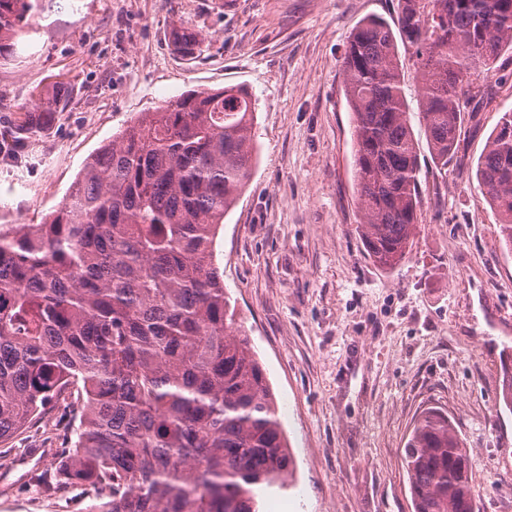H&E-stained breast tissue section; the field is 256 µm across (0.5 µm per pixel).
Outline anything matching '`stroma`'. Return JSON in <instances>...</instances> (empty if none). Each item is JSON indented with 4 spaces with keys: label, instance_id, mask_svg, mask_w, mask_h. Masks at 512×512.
<instances>
[{
    "label": "stroma",
    "instance_id": "stroma-1",
    "mask_svg": "<svg viewBox=\"0 0 512 512\" xmlns=\"http://www.w3.org/2000/svg\"><path fill=\"white\" fill-rule=\"evenodd\" d=\"M398 0H39L0 58V121L56 96L39 136L0 155V230L39 224L86 161L141 113L228 86L256 99L257 161L216 240L238 324L267 371L295 457L268 512H415L402 464L416 417L444 408L472 457L477 512H512V413H497L512 347V252L476 163L512 110V56L475 76L491 95L439 172L403 70L418 143L421 216L395 268L368 256L354 178L343 58L355 27L397 22ZM198 33L186 60L173 30ZM74 416L63 403L0 443V512H86V486L55 489Z\"/></svg>",
    "mask_w": 512,
    "mask_h": 512
}]
</instances>
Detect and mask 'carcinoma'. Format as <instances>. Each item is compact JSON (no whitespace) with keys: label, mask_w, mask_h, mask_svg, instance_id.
Returning a JSON list of instances; mask_svg holds the SVG:
<instances>
[{"label":"carcinoma","mask_w":512,"mask_h":512,"mask_svg":"<svg viewBox=\"0 0 512 512\" xmlns=\"http://www.w3.org/2000/svg\"><path fill=\"white\" fill-rule=\"evenodd\" d=\"M35 0H0V57ZM192 59L198 34L178 29ZM412 50L437 166L462 128L463 86L512 51V0H398L344 53L362 236L399 265L419 223L416 141L398 45ZM255 101L231 86L188 91L146 112L85 165L42 224L0 232V442L53 401L80 413L58 486L81 483L91 512H263L295 461L266 370L234 320L215 243L254 163ZM30 115L0 135L21 151ZM512 251V110L475 171ZM415 512H475L470 452L443 410L415 420L404 448Z\"/></svg>","instance_id":"1"}]
</instances>
